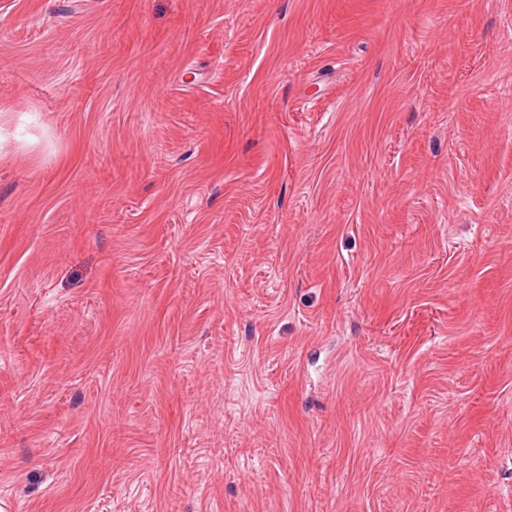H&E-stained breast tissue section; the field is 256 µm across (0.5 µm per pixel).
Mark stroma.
I'll return each instance as SVG.
<instances>
[{"label":"stroma","mask_w":512,"mask_h":512,"mask_svg":"<svg viewBox=\"0 0 512 512\" xmlns=\"http://www.w3.org/2000/svg\"><path fill=\"white\" fill-rule=\"evenodd\" d=\"M8 512H512V0H0Z\"/></svg>","instance_id":"obj_1"}]
</instances>
